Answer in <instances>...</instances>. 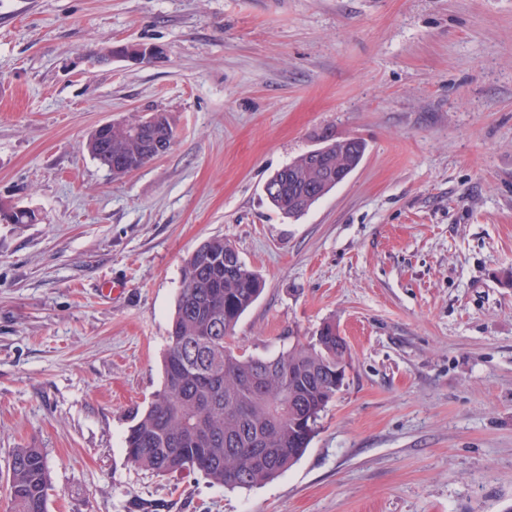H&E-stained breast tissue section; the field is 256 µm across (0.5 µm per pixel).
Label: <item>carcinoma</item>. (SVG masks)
I'll return each mask as SVG.
<instances>
[{
  "mask_svg": "<svg viewBox=\"0 0 512 512\" xmlns=\"http://www.w3.org/2000/svg\"><path fill=\"white\" fill-rule=\"evenodd\" d=\"M173 133L170 116L112 130L139 169L153 160L131 136ZM324 180L295 183L285 166L266 182L271 205L288 218L304 215L336 187V146L326 151ZM263 290L237 250L214 236L184 259L181 288L163 355V380L148 408L128 429L129 462L155 475L199 472L209 483L250 489L292 467L318 430L321 413L342 384L336 365L348 362L336 323L274 357L246 354L233 340L240 317ZM10 512H47L50 474L37 447L16 448L8 465Z\"/></svg>",
  "mask_w": 512,
  "mask_h": 512,
  "instance_id": "carcinoma-1",
  "label": "carcinoma"
}]
</instances>
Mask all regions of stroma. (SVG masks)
Wrapping results in <instances>:
<instances>
[{
    "label": "stroma",
    "instance_id": "35a3bbf8",
    "mask_svg": "<svg viewBox=\"0 0 512 512\" xmlns=\"http://www.w3.org/2000/svg\"><path fill=\"white\" fill-rule=\"evenodd\" d=\"M154 44L150 65L97 63ZM168 113L122 177L101 123ZM357 137L289 219L271 175ZM0 512L44 449L48 512H512V0H0ZM224 237L275 356L332 320L350 358L301 460L228 490L124 437L162 381L182 261ZM136 52L131 51V46H105L100 49L98 57L101 60H112L114 57H122L134 64H151L161 57L164 53L163 50L154 45H132ZM128 48L129 51H124V48ZM326 142L331 143L336 140L335 138L334 140L327 139ZM354 143H358L356 138H345L333 144L326 151L325 166L330 170V174L325 180L319 181L318 176L308 182L294 183L290 178L288 180V172L290 177L288 165L278 170L268 179L264 187L271 205L288 218H299L304 215L319 199L342 183L358 167L365 153V144L363 146L362 143L361 149L355 153L343 154L341 165L347 169V174L341 182L336 184V181L342 176V173H336V170L340 171V168L336 167V151L338 153V150L341 149L342 152H345L346 148L356 146ZM315 183L319 184L318 187L314 186L310 190L309 186Z\"/></svg>",
    "mask_w": 512,
    "mask_h": 512
}]
</instances>
